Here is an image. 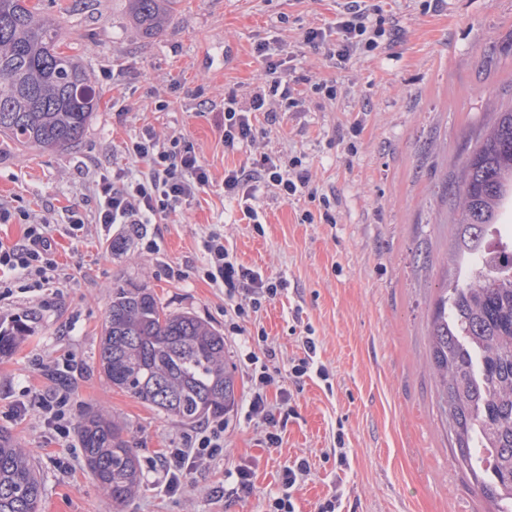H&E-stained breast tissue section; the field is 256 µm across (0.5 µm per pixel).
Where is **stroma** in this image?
Returning <instances> with one entry per match:
<instances>
[{"mask_svg":"<svg viewBox=\"0 0 512 512\" xmlns=\"http://www.w3.org/2000/svg\"><path fill=\"white\" fill-rule=\"evenodd\" d=\"M374 2L394 38L340 69L302 34L331 29L346 0H179L150 38L131 25L127 0H31L65 27L58 50L79 57L98 106L66 151L23 148L0 135V208L12 213L0 222V244L23 241L20 209L59 225L74 209L93 215L96 182L119 169L147 170L123 151L146 125L191 141L211 176L159 223L107 231L92 224L80 242L60 238L51 285L0 300V327H25L0 356V431L34 460L37 512H112L84 466L78 435L58 438L34 415L16 414L17 402L49 392L69 394L75 414L105 409L136 432L142 488L123 512H269L285 496L295 512H318L330 498L337 512H495L456 460L437 405L429 335L458 219L455 162L512 108V0H438L427 12L417 0ZM261 43L291 76L335 80L341 90L332 103L305 91L300 111L283 115L254 147L231 152L221 141L224 97L257 85ZM158 98L167 110L155 111ZM355 121L362 127L351 146L344 135ZM263 152L301 157L311 189L335 199V223H301L308 197L285 202L268 193L257 203L264 225L255 231L225 195L224 172L250 167ZM213 231L238 264L284 283L245 321L199 273L201 241ZM150 240L156 249L147 248ZM172 267L182 279L169 277ZM116 283L152 288L167 310L213 325L235 370L224 454L191 470L173 495L159 490L163 459L193 426L109 386L101 373V330ZM308 328L329 381L291 374ZM269 347L276 352L265 358L274 378L269 413L295 409L276 448L265 443V418L248 413L250 358ZM299 457L310 471L285 487L282 472ZM240 467L251 474L246 495L231 479Z\"/></svg>","mask_w":512,"mask_h":512,"instance_id":"1","label":"stroma"}]
</instances>
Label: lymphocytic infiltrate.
Listing matches in <instances>:
<instances>
[{
	"label": "lymphocytic infiltrate",
	"instance_id": "obj_1",
	"mask_svg": "<svg viewBox=\"0 0 512 512\" xmlns=\"http://www.w3.org/2000/svg\"><path fill=\"white\" fill-rule=\"evenodd\" d=\"M391 32L383 17L372 5L352 0L336 17V38L328 40L323 29H309L303 36L305 44L324 50L328 57L343 65L354 55L378 50ZM259 56L267 60L263 77L248 101L239 102L236 95L224 99V147L238 151L250 146L261 133L263 125L279 123L282 109L298 110L304 98L293 79L284 76L281 62L268 59L266 45H257ZM125 153L147 160V173L133 176L119 170L111 180L98 184V206L94 220L102 225L149 224L174 213L183 202L195 198L210 183V174L201 164L194 146L183 136L160 139L152 127L141 132L124 146ZM310 183V173L301 157L282 158L268 154L253 161L251 168L225 171L224 189L234 194L244 216L254 226H261L256 207L259 197L275 190L285 201L300 196ZM56 230L49 219L28 225L25 240L13 247L0 246V267H17L26 275L25 290L35 291L48 285L57 268L54 259ZM206 262L202 269L206 280L224 288L228 297L243 295L234 312L247 317L257 311L263 300L275 297L278 286L264 279L253 269L237 264L224 247V236L213 232L203 238ZM21 412H35L45 426L57 436L70 434L72 417L68 398L51 394L21 405ZM224 452V423L217 420L190 436L186 447L175 448L165 468L164 491L181 487L185 472L204 460Z\"/></svg>",
	"mask_w": 512,
	"mask_h": 512
}]
</instances>
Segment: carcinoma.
<instances>
[{"label":"carcinoma","mask_w":512,"mask_h":512,"mask_svg":"<svg viewBox=\"0 0 512 512\" xmlns=\"http://www.w3.org/2000/svg\"><path fill=\"white\" fill-rule=\"evenodd\" d=\"M129 2L137 29L153 37L178 0ZM59 37L60 25L28 0H0V134L20 146L67 150L96 109L89 74L58 51ZM462 165L450 256L458 278L436 303L433 368L475 491L512 512V245L488 252L512 200V111ZM99 362L108 383L184 424L224 416L236 402L223 334L193 313L164 312L143 286H112ZM77 432L87 468L120 512L141 486L136 434L101 412L82 414ZM40 497L28 450L0 433V512H37Z\"/></svg>","instance_id":"carcinoma-1"}]
</instances>
